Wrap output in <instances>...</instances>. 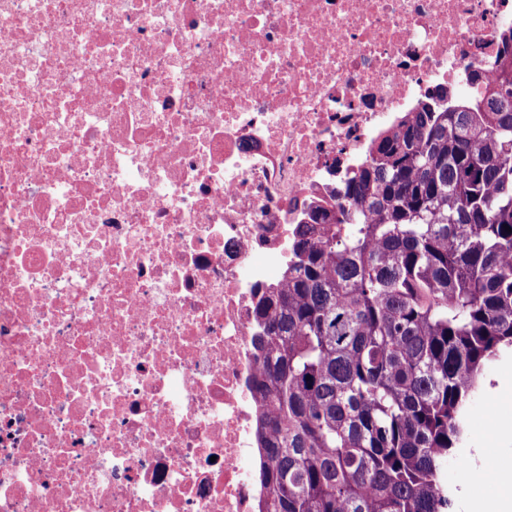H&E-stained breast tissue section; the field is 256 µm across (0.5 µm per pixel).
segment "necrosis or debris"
Listing matches in <instances>:
<instances>
[{"label":"necrosis or debris","instance_id":"necrosis-or-debris-1","mask_svg":"<svg viewBox=\"0 0 512 512\" xmlns=\"http://www.w3.org/2000/svg\"><path fill=\"white\" fill-rule=\"evenodd\" d=\"M512 0H0V512H259L256 308Z\"/></svg>","mask_w":512,"mask_h":512}]
</instances>
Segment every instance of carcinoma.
<instances>
[{
	"instance_id": "cac0c4a2",
	"label": "carcinoma",
	"mask_w": 512,
	"mask_h": 512,
	"mask_svg": "<svg viewBox=\"0 0 512 512\" xmlns=\"http://www.w3.org/2000/svg\"><path fill=\"white\" fill-rule=\"evenodd\" d=\"M494 83L440 88L296 231L257 308L260 512H453L444 480L512 349V26Z\"/></svg>"
}]
</instances>
